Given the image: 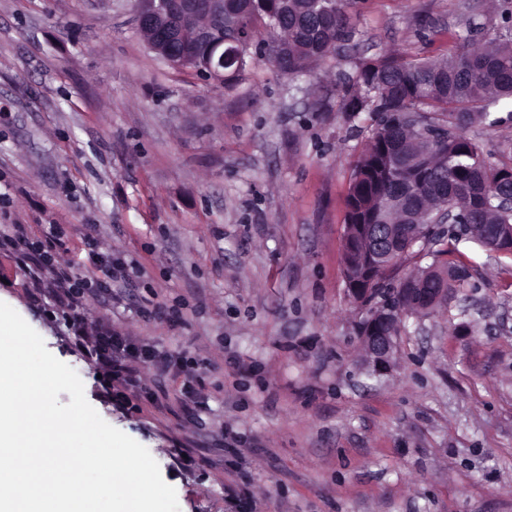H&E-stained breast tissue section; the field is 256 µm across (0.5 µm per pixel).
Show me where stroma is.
Here are the masks:
<instances>
[{"label": "stroma", "instance_id": "obj_1", "mask_svg": "<svg viewBox=\"0 0 512 512\" xmlns=\"http://www.w3.org/2000/svg\"><path fill=\"white\" fill-rule=\"evenodd\" d=\"M133 0H0V230L86 234L136 263L96 319L181 354L192 394L152 365L153 399L116 407L74 350L50 287L0 251V302L73 368L108 424L145 446L180 512H512V255L445 241L469 273L446 310L405 318L392 369L368 373L364 310L343 276L352 166L367 114L341 109L339 76L396 50L434 59L467 22L502 31L491 0H354L353 40L292 78L266 61L235 84L151 52ZM468 134L512 161V113ZM179 309L145 322L138 304ZM237 447H225L224 430ZM198 460L173 462L175 453Z\"/></svg>", "mask_w": 512, "mask_h": 512}]
</instances>
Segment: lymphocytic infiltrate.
Returning a JSON list of instances; mask_svg holds the SVG:
<instances>
[{
    "label": "lymphocytic infiltrate",
    "mask_w": 512,
    "mask_h": 512,
    "mask_svg": "<svg viewBox=\"0 0 512 512\" xmlns=\"http://www.w3.org/2000/svg\"><path fill=\"white\" fill-rule=\"evenodd\" d=\"M58 231H49L44 242H32L22 231L0 235V249L12 253L24 271L52 269L56 286L51 298L34 297L35 305L49 306L60 313L74 337V346L100 374L106 390L126 403L141 400L146 387L141 376L144 364L151 363L173 377H182L184 367L178 354L155 343H133L129 336L112 325L92 320L85 309L88 300L111 297L114 286L130 280L126 260L106 253L91 252L85 272L59 260Z\"/></svg>",
    "instance_id": "lymphocytic-infiltrate-1"
}]
</instances>
